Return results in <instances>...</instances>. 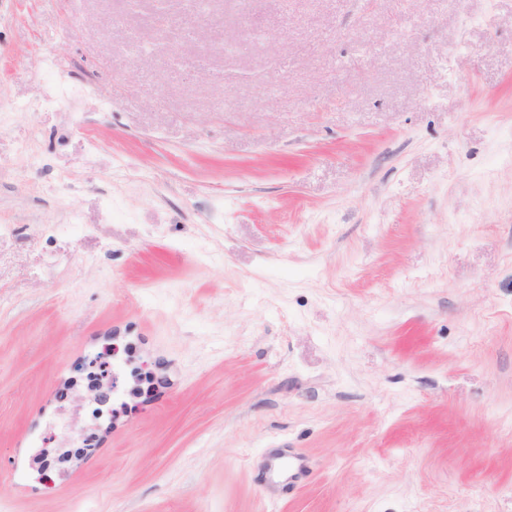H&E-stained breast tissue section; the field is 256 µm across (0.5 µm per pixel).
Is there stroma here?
I'll list each match as a JSON object with an SVG mask.
<instances>
[{"label":"stroma","mask_w":512,"mask_h":512,"mask_svg":"<svg viewBox=\"0 0 512 512\" xmlns=\"http://www.w3.org/2000/svg\"><path fill=\"white\" fill-rule=\"evenodd\" d=\"M261 6L0 0V512H512V0ZM184 19H167L165 24L154 32L155 34H164L167 39H169L171 34H174V37L167 42L169 52L170 54H175L180 57L183 66L190 64V62L181 55V45L185 41L182 35ZM313 469L314 462L297 452L270 451L263 458V473L270 483L291 484Z\"/></svg>","instance_id":"35a3bbf8"}]
</instances>
